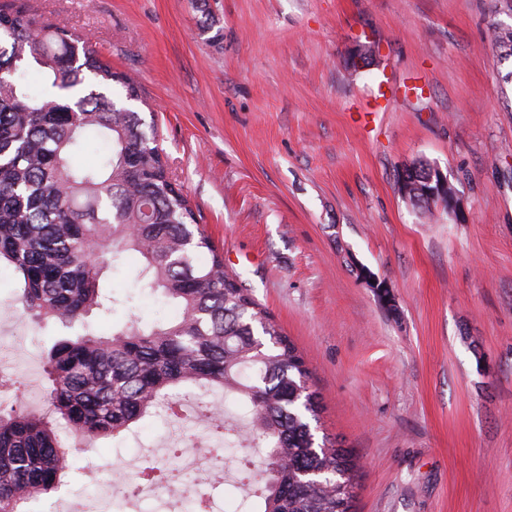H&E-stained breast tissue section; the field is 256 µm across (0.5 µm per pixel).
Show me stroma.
<instances>
[{"label":"stroma","mask_w":512,"mask_h":512,"mask_svg":"<svg viewBox=\"0 0 512 512\" xmlns=\"http://www.w3.org/2000/svg\"><path fill=\"white\" fill-rule=\"evenodd\" d=\"M137 79L145 119L198 222L303 354L322 412L316 437L359 465L355 512H512V57L493 27L512 0H27ZM374 47L354 66L359 46ZM437 166L456 190L427 219L397 175ZM137 256L105 271L103 332L174 313ZM386 281L392 305L368 277ZM0 266V310L45 359ZM183 399L186 443L223 472L195 496L237 512L244 452L224 438V397ZM165 412L72 454L57 497L119 478L166 486Z\"/></svg>","instance_id":"stroma-1"}]
</instances>
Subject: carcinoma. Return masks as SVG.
I'll return each mask as SVG.
<instances>
[{
  "mask_svg": "<svg viewBox=\"0 0 512 512\" xmlns=\"http://www.w3.org/2000/svg\"><path fill=\"white\" fill-rule=\"evenodd\" d=\"M133 102H143L139 85L74 31L23 0L0 6V263L18 275L34 322L75 330L46 357L50 411L0 414V512H28L63 485L60 423L109 439L160 405L175 409L179 387L220 389L248 410L249 447L265 448L257 512H353L357 463L316 442L321 406L302 354L225 269ZM91 137L107 156L77 162ZM124 253L178 313L99 334L90 317L107 311L100 281Z\"/></svg>",
  "mask_w": 512,
  "mask_h": 512,
  "instance_id": "obj_1",
  "label": "carcinoma"
}]
</instances>
